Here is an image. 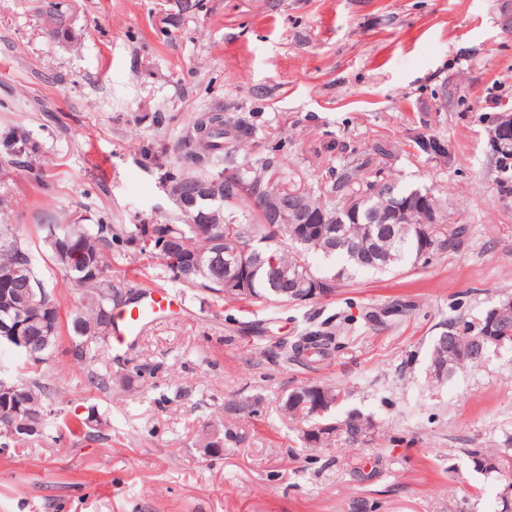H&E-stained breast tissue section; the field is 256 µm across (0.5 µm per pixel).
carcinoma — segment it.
<instances>
[{
    "label": "carcinoma",
    "mask_w": 512,
    "mask_h": 512,
    "mask_svg": "<svg viewBox=\"0 0 512 512\" xmlns=\"http://www.w3.org/2000/svg\"><path fill=\"white\" fill-rule=\"evenodd\" d=\"M194 131L195 146H186L182 156L185 170L167 175L180 202L193 207L192 223L150 227L134 224L125 233L126 239L137 243L139 254L161 258L173 277L188 286L222 294L227 300L262 299L297 304L299 297L286 292L287 279L293 276L309 282L329 280L336 284L351 271L415 268L429 264L436 252L460 248L467 238L469 228L464 224H450L445 216L435 224L417 223L415 210L422 200L429 199V203L442 211L444 202L432 188L400 186L383 166L384 159L391 155L384 143L376 144L365 155L334 141L324 146L329 153L345 156L331 185V192L340 198L334 203L324 198L319 189L290 183L276 148L267 154L238 156L240 143L253 135V126L247 119L231 121L214 113L197 120ZM414 144L427 158L448 162V148L441 137L420 133L414 137ZM4 147L18 159H28L36 151L34 143L25 135L8 138ZM490 156L501 171L512 168V145L492 150ZM220 165L224 169L209 178L190 172L193 167L207 170ZM294 194L305 199L311 211L328 219L336 216L342 219L336 224L335 236L326 233L311 237L308 224L276 223L265 204ZM40 232L57 265L60 261L54 250V233H63L71 241L67 273L74 285V297L68 332L76 346L74 360L90 365L112 331L116 293L105 280L112 260V234L104 224H42ZM165 238L178 241L184 251L203 258L238 245L259 243L252 251L246 272L250 291H224L226 271L222 264L207 267L203 272L190 266L175 270L169 252L161 246ZM311 255L322 257L327 266L313 268L309 262ZM22 261L30 266L29 283L16 284L7 290L0 285V295L8 292V302L0 299V320L15 314L9 303H18L28 297V291H33L34 301L44 309L45 320L30 325L29 332L43 340L44 354L48 357L60 337L58 301L53 291L45 287L29 249L12 225L0 224V269ZM413 307L411 301L381 309L369 307L364 319L368 323H383ZM494 313L503 326L512 329V298H505L469 319L444 324L430 350L428 372L436 382L448 380L460 368L500 349L493 342L490 330ZM334 349L335 333L321 325L285 344L284 354L289 361L315 362ZM43 371L44 366L31 363L20 379L0 377V382L15 387L10 398L0 395L1 439L9 434L21 439L29 437L17 423L25 414L39 415L46 422L58 416L60 393L46 383ZM345 394L341 387L330 385L303 386L288 393L285 411L307 425L301 431L303 443L315 446L337 431L352 443L367 437L373 423L359 412H350L340 421H330L331 410ZM226 439H231V435L224 431V425L218 424L200 441L199 447L203 448V454L215 455L224 447ZM467 453L474 468L505 478L512 488L511 454L491 453L481 448H470Z\"/></svg>",
    "instance_id": "1"
}]
</instances>
